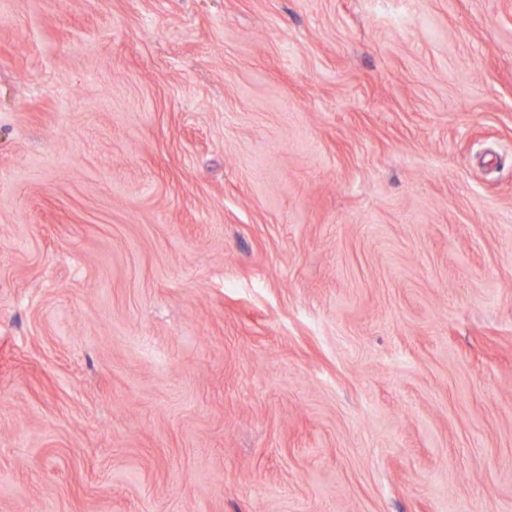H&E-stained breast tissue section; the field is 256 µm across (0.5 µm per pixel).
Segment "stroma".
Returning <instances> with one entry per match:
<instances>
[{
    "label": "stroma",
    "mask_w": 512,
    "mask_h": 512,
    "mask_svg": "<svg viewBox=\"0 0 512 512\" xmlns=\"http://www.w3.org/2000/svg\"><path fill=\"white\" fill-rule=\"evenodd\" d=\"M0 512H512V0H0Z\"/></svg>",
    "instance_id": "35a3bbf8"
}]
</instances>
